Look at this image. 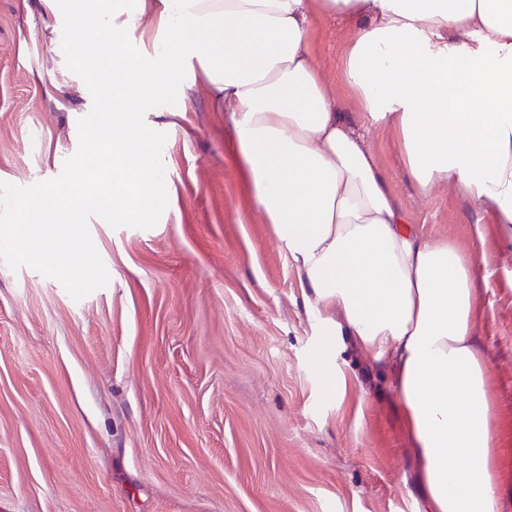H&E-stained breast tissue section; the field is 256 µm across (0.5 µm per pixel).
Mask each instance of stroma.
<instances>
[{"instance_id": "35a3bbf8", "label": "stroma", "mask_w": 512, "mask_h": 512, "mask_svg": "<svg viewBox=\"0 0 512 512\" xmlns=\"http://www.w3.org/2000/svg\"><path fill=\"white\" fill-rule=\"evenodd\" d=\"M123 27L149 58L155 18ZM330 92L366 128L414 228L474 249L500 437L502 512H512V250L454 190L421 196L396 133L358 113L339 71L352 23L313 14ZM41 0H0V182L57 177L92 107ZM137 122L154 133L168 205L150 229H88L109 282L73 300L56 279L0 261V512H425L388 379L345 349L339 397L320 392L322 341L299 277L253 205L197 65Z\"/></svg>"}]
</instances>
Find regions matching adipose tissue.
<instances>
[{
	"instance_id": "ef3b65f1",
	"label": "adipose tissue",
	"mask_w": 512,
	"mask_h": 512,
	"mask_svg": "<svg viewBox=\"0 0 512 512\" xmlns=\"http://www.w3.org/2000/svg\"><path fill=\"white\" fill-rule=\"evenodd\" d=\"M47 14L107 31L100 116L89 136L99 174L77 199L35 189L22 225L79 224L89 212L150 221L168 199L144 126L110 136L119 105L154 111L182 72L131 61L112 16L152 14L195 61L233 130L230 155L256 209L298 272L325 335L326 396L336 337L390 371L397 416L428 512H501L499 444L489 368L475 334L480 301L471 254L411 226L360 126L327 91L312 14L355 21L341 79L362 114L392 128L421 194L453 187L490 214L512 249V0H42ZM461 458L462 466L451 463Z\"/></svg>"
}]
</instances>
